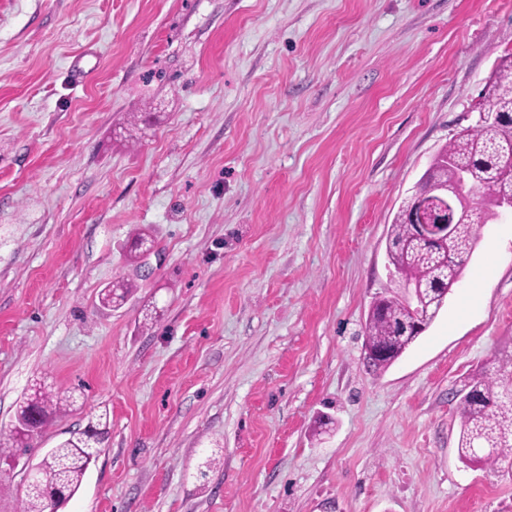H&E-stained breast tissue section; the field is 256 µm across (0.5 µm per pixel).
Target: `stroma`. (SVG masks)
Listing matches in <instances>:
<instances>
[{"instance_id":"obj_1","label":"stroma","mask_w":512,"mask_h":512,"mask_svg":"<svg viewBox=\"0 0 512 512\" xmlns=\"http://www.w3.org/2000/svg\"><path fill=\"white\" fill-rule=\"evenodd\" d=\"M510 54L512 0H0V431L34 378L76 397L0 512L103 409L62 512H512V473L458 458L455 397L512 355V215L364 361L388 227Z\"/></svg>"}]
</instances>
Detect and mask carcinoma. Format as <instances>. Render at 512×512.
Wrapping results in <instances>:
<instances>
[{
  "mask_svg": "<svg viewBox=\"0 0 512 512\" xmlns=\"http://www.w3.org/2000/svg\"><path fill=\"white\" fill-rule=\"evenodd\" d=\"M487 112L478 124L468 127L443 146L434 156L425 174L423 190L428 198L438 199L436 188L454 187L461 173L468 175L465 194L474 200L489 195H512V177L504 169L512 162V55L497 65L488 86ZM413 200L405 198L387 233V256L395 275L416 290L421 313L415 316L406 299L396 291H386L370 305L364 348L369 351V366L384 369L398 360L430 326L442 309L447 294L459 281L478 240L479 225L489 214L474 205L462 212L463 223L454 227L449 247H431L416 233V225L407 221ZM153 247L149 234H134L129 260L141 264V258ZM133 292L128 282L113 284L101 291L105 307L121 304ZM460 430L457 452L469 465L495 469L506 460L512 464V356L491 368L472 375L461 389ZM62 398L53 394L44 380L35 379L20 402L16 419L44 426L60 410ZM107 415L101 414L82 430L73 431L50 449L53 461L42 473L43 485L61 486V508L79 490L88 467L96 461L107 431ZM487 450L478 451V444Z\"/></svg>",
  "mask_w": 512,
  "mask_h": 512,
  "instance_id": "cac0c4a2",
  "label": "carcinoma"
}]
</instances>
